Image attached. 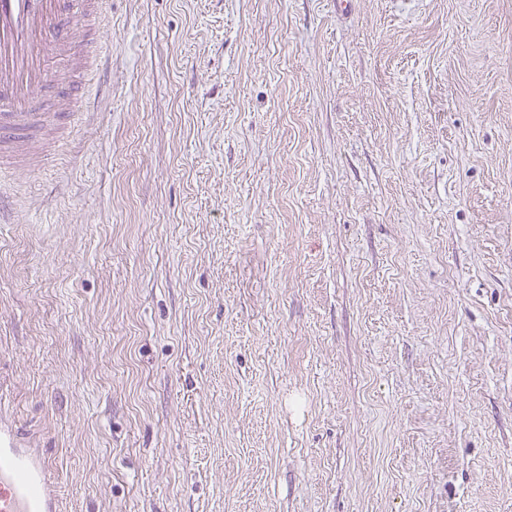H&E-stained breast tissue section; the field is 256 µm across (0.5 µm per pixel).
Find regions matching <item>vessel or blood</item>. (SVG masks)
<instances>
[{
	"mask_svg": "<svg viewBox=\"0 0 512 512\" xmlns=\"http://www.w3.org/2000/svg\"><path fill=\"white\" fill-rule=\"evenodd\" d=\"M100 0H0V162L30 158L49 115L39 91L76 76ZM0 512H63L51 464L0 419Z\"/></svg>",
	"mask_w": 512,
	"mask_h": 512,
	"instance_id": "b4317fda",
	"label": "vessel or blood"
}]
</instances>
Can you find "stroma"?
<instances>
[{
    "instance_id": "obj_1",
    "label": "stroma",
    "mask_w": 512,
    "mask_h": 512,
    "mask_svg": "<svg viewBox=\"0 0 512 512\" xmlns=\"http://www.w3.org/2000/svg\"><path fill=\"white\" fill-rule=\"evenodd\" d=\"M0 165V386L66 512H512V0H107Z\"/></svg>"
}]
</instances>
